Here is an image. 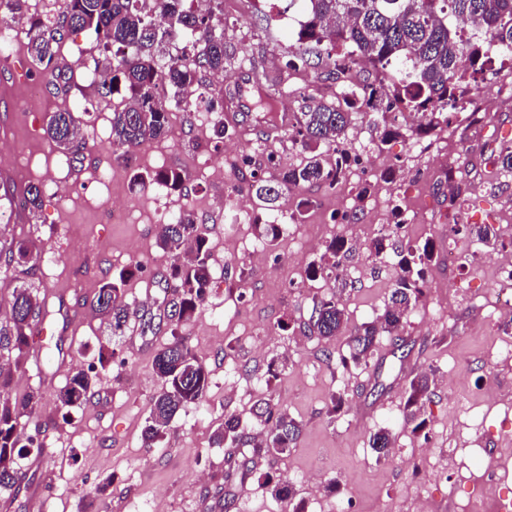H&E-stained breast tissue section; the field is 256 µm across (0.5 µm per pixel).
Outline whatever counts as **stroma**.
<instances>
[{"label": "stroma", "mask_w": 512, "mask_h": 512, "mask_svg": "<svg viewBox=\"0 0 512 512\" xmlns=\"http://www.w3.org/2000/svg\"><path fill=\"white\" fill-rule=\"evenodd\" d=\"M220 9L229 80L248 75L280 83L278 105L295 114L311 99L335 98L339 84L329 76L326 46L312 47L307 65L287 66L297 47L294 31L279 22L288 0H223ZM104 55L90 32L69 33L57 60L74 75L67 95L34 66L6 90L22 103L30 85L41 84L43 110L0 112V140L14 148L10 165H0V181L44 189L43 205L33 213L0 198V331L11 330L15 287L30 286L49 309L38 323L57 359L45 366L28 349L23 369L13 375L11 398L40 395L28 422L40 445L21 461L25 483L0 489V504L8 512H31L36 492L41 512H133L158 501L165 512H290L293 500L305 512H416L421 499L431 512H455L467 503L470 487L460 485L456 473H438V462L453 448H492L512 439V357L503 347L512 309L488 303L500 292L512 294V281L496 276L497 258L512 251V238L499 230L477 245V263L466 272L431 264V286L402 333L405 359L394 358L395 339L384 334L373 357L357 367H342L338 355L356 326L383 312L400 270L392 258L371 253L367 240L340 253V273L315 276L311 269L336 234L359 241L358 226L373 209L406 224L403 242L413 246L473 243L452 234L454 224L512 223V173L495 163L498 141L487 139L464 108L429 135L441 146L458 144L448 163L462 193L451 205L434 161L412 151L409 137L382 141L375 111L355 112L345 142L387 161L385 187L355 166L340 190L300 183L284 191L280 211L305 207L304 221L282 223L259 266L251 251L257 222L269 216L266 203L253 198V222L235 219L242 194L251 190L249 167L271 155L279 165H295L308 150L288 133H269L262 113L242 115L231 102L224 105L226 132L215 138L216 113L169 98L167 135L140 146L136 167H128L109 138L112 109L123 95L102 97L89 79ZM478 94L494 104L491 124L512 130V67L486 73ZM61 107L72 110L84 137L77 164L45 132L48 113ZM163 168L184 175L185 191L157 195L134 187L135 173ZM53 180L71 185V192L54 195L47 189ZM190 208L210 243L213 283L195 317L175 328L163 303L172 259L156 238L164 217ZM23 238L55 252L58 262L7 265ZM123 272L131 275L124 300L133 316L114 338L90 304L102 282ZM330 295L341 297L347 323L327 341L304 333L303 325L314 303ZM176 335L207 368L210 387L200 405L180 410L161 443L148 448L142 430L159 389L152 362ZM78 364L93 367L97 385L81 405L61 408L57 393ZM424 371L448 381L433 386L420 433L403 415L409 383ZM334 393L344 396L336 413L330 410ZM267 399L301 423L287 454L246 460L238 449L214 444L225 416L250 418L252 407ZM381 428L389 429L397 450L384 460L369 446ZM106 478L110 486L96 493ZM277 485L291 487V499L275 496Z\"/></svg>", "instance_id": "35a3bbf8"}]
</instances>
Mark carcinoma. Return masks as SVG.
Listing matches in <instances>:
<instances>
[{"mask_svg":"<svg viewBox=\"0 0 512 512\" xmlns=\"http://www.w3.org/2000/svg\"><path fill=\"white\" fill-rule=\"evenodd\" d=\"M304 3L303 21L297 32L299 47L289 68L306 64L308 49L304 45L326 42L340 50L333 60L336 74H345L347 67L363 59L383 70L396 62L401 66V78L396 82L395 96L381 113L382 141L404 135L397 124L396 109L401 106L427 116L419 133L427 135L448 116L442 110L454 109L468 86L477 82V75L492 68L494 47L498 56L512 59V0H290ZM187 0H65L64 9L55 20L26 16L27 0H0V8L8 15L4 19H27V51L46 73L70 84L72 77L55 72V64L64 44V32L91 30L112 57L103 66L112 69V82L102 85L103 96L113 94L118 84L128 92L129 105L112 109V148L120 157L129 155L145 142L164 136L169 118L165 106L155 103L154 81L156 57L154 48L159 36L180 34L185 47H201L197 67L177 59L165 64V78L173 97L198 84L197 68L214 72L224 70V31L211 15L197 13L186 7ZM468 67L460 68L461 60ZM280 94L276 83H259L253 97L261 109L272 111V102ZM374 100L369 87L351 83L342 85L336 100L318 101L305 106L296 122V135L311 155L298 166L282 169L274 180H268L258 170L251 172V186L266 203L274 204L288 187L303 183H321L336 188L337 171L327 166L319 147L340 143L351 123L352 111L371 108ZM79 126L69 109L49 114L46 132L51 140L78 155L82 139ZM134 185L162 184L174 191L184 188L183 175L174 169H161L147 176H134ZM30 210L42 206V190L35 184L22 191ZM465 228L468 235L489 241L495 237L488 224H454L451 231ZM159 246L173 258L166 297L174 326L193 318L212 285L209 240L199 231L190 211L162 225ZM345 242L331 241L326 246L325 263L313 267V274L333 271L336 258ZM432 255L429 243L399 253L401 275L391 291L384 312L370 322L356 327L347 342L348 352L341 364L360 366L368 363L378 345V337L386 333L399 335L408 324L413 306L422 297L428 283L426 265ZM41 249L31 239L19 240L10 252L8 263L34 265ZM125 273L99 286L93 300V310L107 321L112 335L122 334L128 320L123 301ZM43 306L28 288H16L10 306L13 323V347L18 351L15 368L25 361L26 349L32 336V321L42 314ZM345 322V307L339 298L323 299L314 304L305 328L313 335L329 340L335 337ZM173 340L159 349L154 357L153 371L160 383L153 396L143 443L158 444L178 411L198 405L206 396L210 378L206 367L198 361L185 341L172 332ZM432 378L426 373L410 382L404 420L413 425L412 431L424 429L419 419L420 402L430 393ZM92 370L74 372L59 390L61 406L79 405L95 386ZM36 396L30 394L20 401L0 402V488L11 489L22 477L19 460L33 446L34 438L25 433L22 418L36 411ZM263 439L250 444L246 429L236 415L224 418V425L215 434V443L235 446L252 445V453L270 456L288 453L300 433L299 423L288 413L270 402H261L252 409ZM392 445L389 431L381 429L370 436L369 446L377 458L386 457Z\"/></svg>","mask_w":512,"mask_h":512,"instance_id":"cac0c4a2","label":"carcinoma"}]
</instances>
